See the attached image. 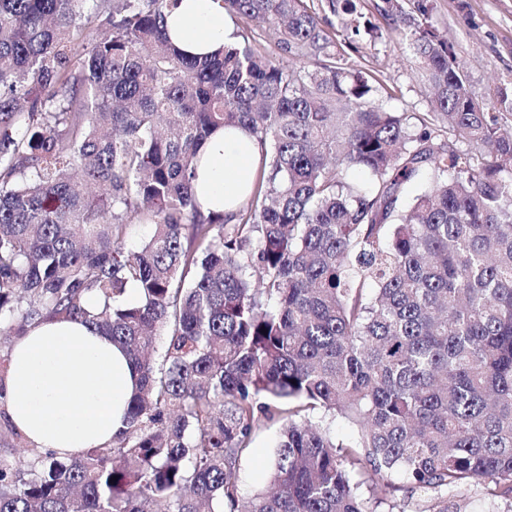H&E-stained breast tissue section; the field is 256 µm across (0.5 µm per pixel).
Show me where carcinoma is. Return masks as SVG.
<instances>
[{"label": "carcinoma", "mask_w": 512, "mask_h": 512, "mask_svg": "<svg viewBox=\"0 0 512 512\" xmlns=\"http://www.w3.org/2000/svg\"><path fill=\"white\" fill-rule=\"evenodd\" d=\"M173 3L0 0V386L47 319L97 328L138 376L126 428L77 454L0 410V447L27 449L0 454V512H375L395 474L409 512H462L472 486L512 512V86L479 102L424 0L418 126L308 0H222L243 25L200 58L166 34ZM327 7L361 35L356 0ZM255 19L312 69L261 50ZM228 127L262 153L231 220L192 187ZM133 223L153 225L135 251ZM315 411L353 441L297 419ZM263 420L281 422L270 481L243 504Z\"/></svg>", "instance_id": "cac0c4a2"}]
</instances>
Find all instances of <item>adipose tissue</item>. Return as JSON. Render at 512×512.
Masks as SVG:
<instances>
[{"label":"adipose tissue","instance_id":"obj_1","mask_svg":"<svg viewBox=\"0 0 512 512\" xmlns=\"http://www.w3.org/2000/svg\"><path fill=\"white\" fill-rule=\"evenodd\" d=\"M219 0H178L167 35L181 52L204 56L232 40ZM193 181L204 210L232 215L260 161L255 139L243 130L220 131L204 144ZM135 375L122 351L93 327L53 321L27 331L15 344L0 404L36 445L63 453L105 444L125 427Z\"/></svg>","mask_w":512,"mask_h":512}]
</instances>
